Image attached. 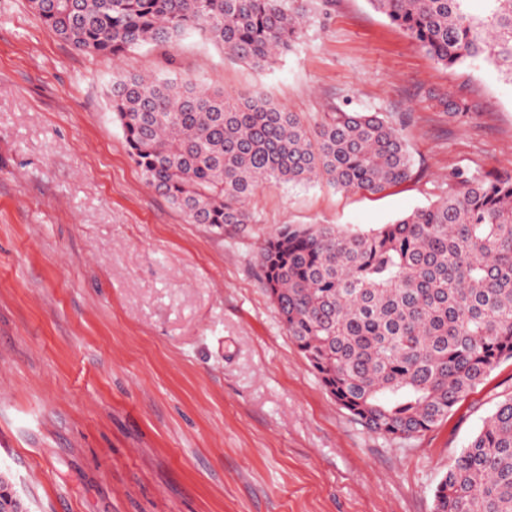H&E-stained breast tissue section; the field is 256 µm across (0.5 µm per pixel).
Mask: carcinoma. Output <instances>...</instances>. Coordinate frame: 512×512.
Segmentation results:
<instances>
[{"mask_svg": "<svg viewBox=\"0 0 512 512\" xmlns=\"http://www.w3.org/2000/svg\"><path fill=\"white\" fill-rule=\"evenodd\" d=\"M369 0L436 63L512 79V0ZM54 36L114 59L186 34L257 70L301 37L305 0H28ZM110 101L150 186L191 224H251L269 183L378 194L408 180L406 125L336 108L310 120L261 90L119 76ZM448 196L368 233L284 224L259 265L280 320L327 392L383 436L425 432L512 359V173L452 174ZM433 512H512V394L438 483Z\"/></svg>", "mask_w": 512, "mask_h": 512, "instance_id": "cac0c4a2", "label": "carcinoma"}]
</instances>
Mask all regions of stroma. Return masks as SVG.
<instances>
[{
  "instance_id": "35a3bbf8",
  "label": "stroma",
  "mask_w": 512,
  "mask_h": 512,
  "mask_svg": "<svg viewBox=\"0 0 512 512\" xmlns=\"http://www.w3.org/2000/svg\"><path fill=\"white\" fill-rule=\"evenodd\" d=\"M307 9L258 71L196 34L82 55L27 0H0V471L28 512H433L512 394L508 360L431 430L384 437L287 335L258 262L279 226L367 232L445 195L451 172H512V82L494 65L437 64L368 0ZM117 72L261 89L307 116L397 113L413 175L375 195L270 184L254 223H188L128 155Z\"/></svg>"
}]
</instances>
